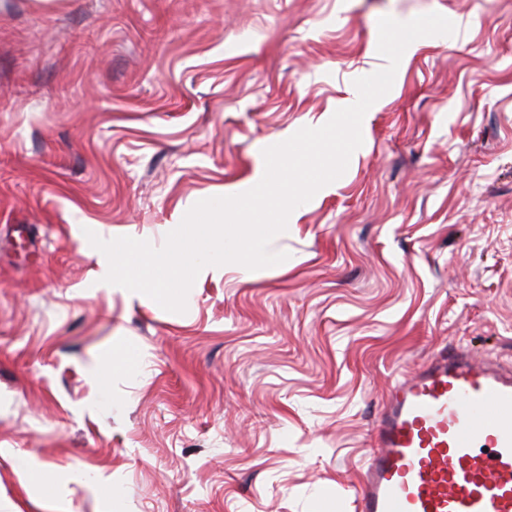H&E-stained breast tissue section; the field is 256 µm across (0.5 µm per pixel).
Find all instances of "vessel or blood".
<instances>
[{
  "label": "vessel or blood",
  "instance_id": "vessel-or-blood-1",
  "mask_svg": "<svg viewBox=\"0 0 512 512\" xmlns=\"http://www.w3.org/2000/svg\"><path fill=\"white\" fill-rule=\"evenodd\" d=\"M356 512H512V371L440 352L394 381Z\"/></svg>",
  "mask_w": 512,
  "mask_h": 512
}]
</instances>
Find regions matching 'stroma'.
I'll list each match as a JSON object with an SVG mask.
<instances>
[{
    "instance_id": "stroma-1",
    "label": "stroma",
    "mask_w": 512,
    "mask_h": 512,
    "mask_svg": "<svg viewBox=\"0 0 512 512\" xmlns=\"http://www.w3.org/2000/svg\"><path fill=\"white\" fill-rule=\"evenodd\" d=\"M431 12L286 261L99 285L87 232L162 247ZM459 348L512 369V0H0V512H354L389 383Z\"/></svg>"
}]
</instances>
